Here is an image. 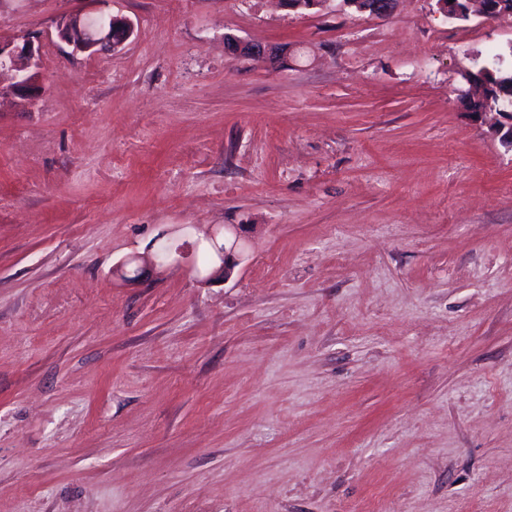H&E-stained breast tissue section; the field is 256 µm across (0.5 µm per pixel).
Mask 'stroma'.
<instances>
[{
	"label": "stroma",
	"instance_id": "obj_1",
	"mask_svg": "<svg viewBox=\"0 0 512 512\" xmlns=\"http://www.w3.org/2000/svg\"><path fill=\"white\" fill-rule=\"evenodd\" d=\"M99 11L132 36L72 53L57 24ZM25 34L43 89L0 98V512H512V153L460 98L512 64V17L0 0V41ZM230 224L247 256L200 283ZM229 53L261 61L271 68L283 67L288 60V48L284 46H268L227 37Z\"/></svg>",
	"mask_w": 512,
	"mask_h": 512
}]
</instances>
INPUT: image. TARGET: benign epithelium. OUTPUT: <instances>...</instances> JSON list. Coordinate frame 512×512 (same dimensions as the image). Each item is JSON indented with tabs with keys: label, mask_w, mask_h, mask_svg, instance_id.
Returning a JSON list of instances; mask_svg holds the SVG:
<instances>
[{
	"label": "benign epithelium",
	"mask_w": 512,
	"mask_h": 512,
	"mask_svg": "<svg viewBox=\"0 0 512 512\" xmlns=\"http://www.w3.org/2000/svg\"><path fill=\"white\" fill-rule=\"evenodd\" d=\"M344 5L357 9L361 14L375 17L389 15L396 4V0H343ZM439 9L449 19L455 20L462 16L472 14L486 19H497L506 15L500 10L502 0H437ZM133 34V25L124 20V33L120 38L112 36V14H107L106 22L94 23V17L71 16L57 29L58 38L73 48L75 52L86 53L90 56L112 51L120 47ZM229 53L261 61L272 68L283 66L288 60V48L284 46H268L243 41L234 37L226 38ZM38 49L28 36H21L13 42H0V69L7 68L15 71V81L8 87L0 86V97L7 94L19 99L20 105L34 104L40 85L38 73L33 71L36 66L35 57ZM216 249L217 269L200 277V281L209 282L220 273L227 277L231 271L240 264L245 252L240 237L226 238L218 243L216 237H211Z\"/></svg>",
	"instance_id": "benign-epithelium-1"
}]
</instances>
